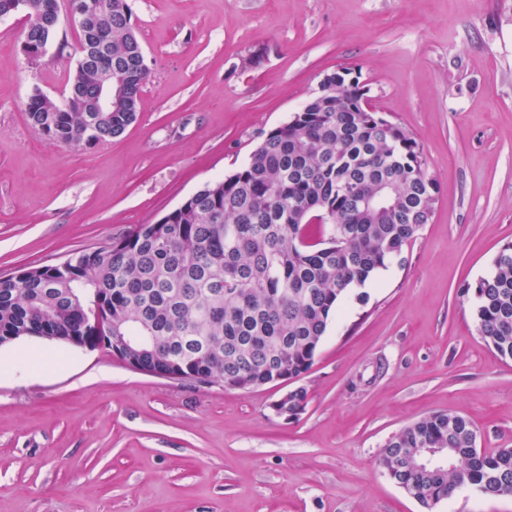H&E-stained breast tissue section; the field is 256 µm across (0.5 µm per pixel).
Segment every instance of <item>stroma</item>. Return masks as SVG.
<instances>
[{"label":"stroma","instance_id":"35a3bbf8","mask_svg":"<svg viewBox=\"0 0 512 512\" xmlns=\"http://www.w3.org/2000/svg\"><path fill=\"white\" fill-rule=\"evenodd\" d=\"M151 77L137 122L95 148L28 123L63 98L77 32L61 12L36 61L0 17V273L54 265L156 222L245 165L266 135L350 70L420 144L439 186L418 239L333 318L312 367L249 390L172 380L103 350L26 337L0 355V512H512L459 488L434 508L379 465L435 412L512 447V360L477 332L463 286L512 242V0H129ZM307 392L294 419L273 405Z\"/></svg>","mask_w":512,"mask_h":512}]
</instances>
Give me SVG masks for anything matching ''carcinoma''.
Masks as SVG:
<instances>
[{"label": "carcinoma", "mask_w": 512, "mask_h": 512, "mask_svg": "<svg viewBox=\"0 0 512 512\" xmlns=\"http://www.w3.org/2000/svg\"><path fill=\"white\" fill-rule=\"evenodd\" d=\"M47 0H26L24 42L40 49L52 33ZM104 6V50L77 66V101L62 106L34 90L25 104L33 129L65 146L94 148L121 136L140 112L151 68L131 23L128 0ZM129 71L121 108L105 120L82 112L105 72ZM339 93L317 95L270 131L249 162L212 181L164 221L139 224L107 249L0 275V345L40 337L122 357L147 370L203 376L246 390L307 372L332 317L415 241L438 193L414 137L376 112H361L364 90L335 72ZM390 183V203L369 200ZM477 331L512 360V243L495 254L474 287ZM307 393L288 392V417ZM418 448H450L452 464L415 467ZM431 508L463 486L512 495V448L488 454L465 417L431 413L403 427L379 458Z\"/></svg>", "instance_id": "1"}]
</instances>
